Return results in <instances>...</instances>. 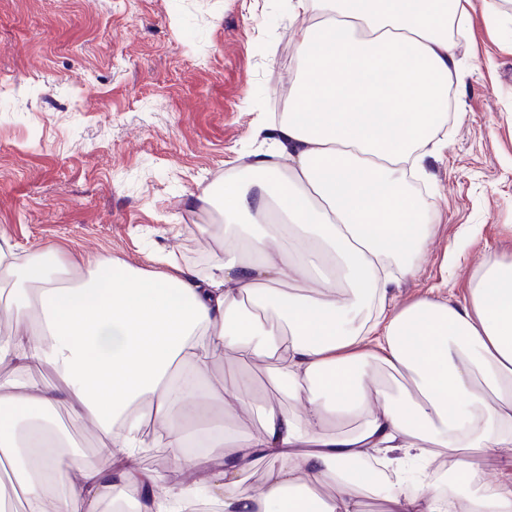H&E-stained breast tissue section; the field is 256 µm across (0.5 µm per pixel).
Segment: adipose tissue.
Segmentation results:
<instances>
[{
    "mask_svg": "<svg viewBox=\"0 0 512 512\" xmlns=\"http://www.w3.org/2000/svg\"><path fill=\"white\" fill-rule=\"evenodd\" d=\"M472 0H288L297 67L288 110L264 132L267 149L225 179L222 255L207 273L171 264L144 271L106 257L61 284L70 266L47 250L16 260L0 249V512H362L378 493L387 512H512V475L479 483L485 457L512 458V260L488 258L460 302L425 296L387 303L414 277L428 239L407 178L444 142L448 84L461 78L449 24L467 30ZM317 291H307L310 282ZM232 354L272 362L296 413L264 408L259 429L206 433L211 466L200 475L188 408L223 414L249 406L202 381ZM52 366L60 381L19 376ZM406 374L390 388L381 370ZM67 402L113 445L104 471L60 448L51 410ZM356 419L330 428L336 416ZM164 437L184 487L140 467V449ZM281 459L260 490L245 474L257 456ZM444 456L453 480L378 490L358 464ZM316 485L336 494L313 497Z\"/></svg>",
    "mask_w": 512,
    "mask_h": 512,
    "instance_id": "ef3b65f1",
    "label": "adipose tissue"
}]
</instances>
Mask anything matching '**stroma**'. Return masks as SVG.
Returning a JSON list of instances; mask_svg holds the SVG:
<instances>
[{
  "instance_id": "1",
  "label": "stroma",
  "mask_w": 512,
  "mask_h": 512,
  "mask_svg": "<svg viewBox=\"0 0 512 512\" xmlns=\"http://www.w3.org/2000/svg\"><path fill=\"white\" fill-rule=\"evenodd\" d=\"M473 2L448 145L417 185L427 252L395 310L431 292L464 299L486 258L512 260V0ZM294 31L286 0H0V237L23 257L211 260L220 238L184 227L218 223L225 176L264 148L258 128L295 78ZM205 189L210 204L188 211ZM269 370L230 355L205 383L246 378L257 406L292 408ZM53 413L73 447L110 466L90 422Z\"/></svg>"
}]
</instances>
